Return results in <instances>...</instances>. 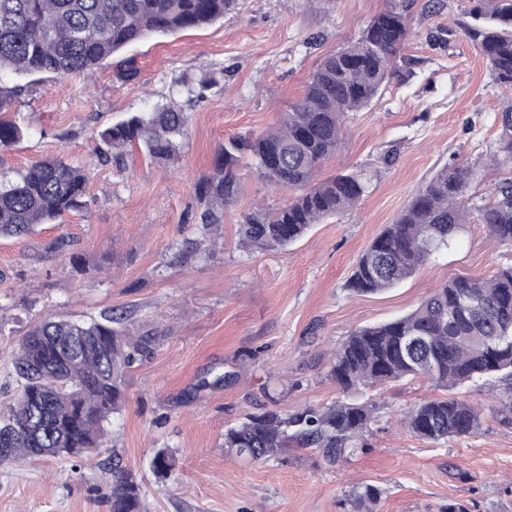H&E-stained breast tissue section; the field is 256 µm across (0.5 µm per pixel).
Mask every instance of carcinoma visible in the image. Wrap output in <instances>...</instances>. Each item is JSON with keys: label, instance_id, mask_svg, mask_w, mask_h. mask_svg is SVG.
I'll list each match as a JSON object with an SVG mask.
<instances>
[{"label": "carcinoma", "instance_id": "cac0c4a2", "mask_svg": "<svg viewBox=\"0 0 512 512\" xmlns=\"http://www.w3.org/2000/svg\"><path fill=\"white\" fill-rule=\"evenodd\" d=\"M236 0H0V79L15 73L65 78L83 73L125 46L211 23ZM496 84L512 88V0H481L466 28ZM409 35L406 13L392 7L375 16L359 36L323 57L303 93L274 126L235 136L216 151L213 171L197 185L203 225L214 224L238 194L237 170L247 163L268 184L289 192L277 209H258L239 226L248 251L284 249L309 228L357 206L365 183L355 174L320 177L339 149L350 115L381 86L410 69L402 54ZM12 95L0 88V149L24 137L1 114ZM500 136L492 160L512 163V105L498 113ZM186 113L163 104L98 133L115 157L136 143L154 158L177 156L187 134ZM475 171L442 168L415 194L407 209L375 237L347 281L355 294L395 288L431 256L448 248L467 224L462 201ZM84 170L58 158L37 161L0 184V237L59 224L83 207ZM478 220L499 245L512 247V181L500 183ZM120 318L69 320L47 317L19 343L13 359L22 389L0 416V464L20 458L82 459L105 443L106 426L125 399L124 377L144 342L117 326ZM330 375L342 392L383 388L427 378L455 389L481 382H512V266L488 278L454 277L408 314L352 330L332 353ZM376 405L340 400L288 412L250 413L224 431V451L253 462L278 457L290 447L311 448L328 461L348 460L367 448L363 429ZM402 423L419 439L442 444L482 429L479 410L456 395L428 398L403 412ZM172 453L158 450L151 469L165 479ZM112 512H143L141 484L120 464L112 466ZM382 490L356 489L350 512H377Z\"/></svg>", "mask_w": 512, "mask_h": 512}]
</instances>
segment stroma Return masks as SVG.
Returning <instances> with one entry per match:
<instances>
[{"label": "stroma", "instance_id": "35a3bbf8", "mask_svg": "<svg viewBox=\"0 0 512 512\" xmlns=\"http://www.w3.org/2000/svg\"><path fill=\"white\" fill-rule=\"evenodd\" d=\"M403 5L410 72L353 113L323 175L359 174L357 207L313 225L288 250L249 252L238 229L255 204L278 208L286 192L240 168V192L221 223L201 221L196 185L220 144L273 126L298 98L317 63L355 39L368 21ZM477 0H237L205 27L139 42L91 72L64 79L10 78L18 87L9 119L29 134L0 151V182L32 162L60 157L88 175L82 210L0 239V409L20 384L19 341L48 315H121L150 350L128 370L126 398L106 443L87 460L20 459L0 466V512H112L113 460L136 473L145 512H348L357 486L383 494L378 512H512V427L500 422L486 389H462L483 412L481 431L443 445L422 441L398 419L439 397L428 379L359 393L377 404L367 447L329 464L308 448L258 463L224 454V431L259 408L324 406L344 394L330 354L351 330L402 316L456 276L488 277L512 266V247L495 246L485 225L465 224L447 252L397 288L353 295L345 283L364 248L393 223L444 165L476 170L463 199L487 204L511 167L487 165L497 149V114L512 89L493 82L466 36ZM134 59L136 80L118 79ZM209 81L204 98L194 95ZM158 104L188 116L177 157L140 149L104 157L98 133ZM176 457L170 476L150 469L158 449Z\"/></svg>", "mask_w": 512, "mask_h": 512}]
</instances>
